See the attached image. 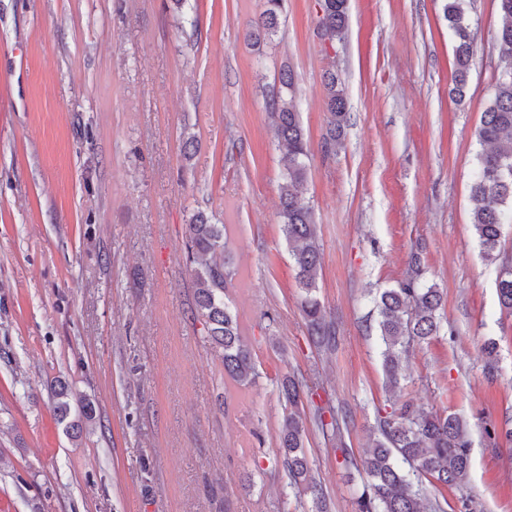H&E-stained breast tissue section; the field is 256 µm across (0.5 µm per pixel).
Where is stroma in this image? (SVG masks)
Returning a JSON list of instances; mask_svg holds the SVG:
<instances>
[{
	"instance_id": "stroma-1",
	"label": "stroma",
	"mask_w": 512,
	"mask_h": 512,
	"mask_svg": "<svg viewBox=\"0 0 512 512\" xmlns=\"http://www.w3.org/2000/svg\"><path fill=\"white\" fill-rule=\"evenodd\" d=\"M318 2L286 0L261 39L262 0H0V512H356L377 421L406 404L468 424L466 486L429 490L445 512H512V448L484 433L512 415V317L469 196L498 2L468 0L460 102L442 0H349L332 41ZM328 69L348 109L333 152ZM287 71L329 347L308 336L281 232L269 103ZM198 211L225 227L224 300L254 356L249 386L225 378L190 311L185 226ZM413 275L443 288L453 333L411 348L392 396L372 299ZM286 375L312 387L301 414L321 505L279 458ZM59 380L98 405L81 438L53 416Z\"/></svg>"
}]
</instances>
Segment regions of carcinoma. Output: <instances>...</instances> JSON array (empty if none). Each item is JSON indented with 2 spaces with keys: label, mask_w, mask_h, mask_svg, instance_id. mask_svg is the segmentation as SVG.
Wrapping results in <instances>:
<instances>
[{
  "label": "carcinoma",
  "mask_w": 512,
  "mask_h": 512,
  "mask_svg": "<svg viewBox=\"0 0 512 512\" xmlns=\"http://www.w3.org/2000/svg\"><path fill=\"white\" fill-rule=\"evenodd\" d=\"M467 0H443V16L455 38V76L452 95L461 101L466 94L474 56ZM504 23L497 33L500 69L493 97L483 112L476 137L486 146L477 156V170L470 186L472 227L482 258L498 265L496 293L500 308L512 316V257L502 251L503 226L512 224V0H498ZM348 0H320L324 36L333 40L348 21ZM283 0H263L259 28L274 33L279 25ZM329 112L325 148L342 144L347 124L344 89L336 72L324 76ZM280 93L270 104L275 133L288 154V168L280 187L281 231L288 245L302 288L301 308L309 336L319 345L329 346L332 326L326 322L316 295L321 270V248L312 209L302 198L307 174L308 144L296 110V83L291 73L282 77ZM185 249L193 264V314L199 320L212 348L224 362V375L239 384L255 377L252 352L240 336L238 317L224 302L229 276V259L224 256V225L211 223L199 211L186 225ZM443 289L423 285L410 277L394 288L383 290L374 299L376 336L380 343L386 387L395 389L406 378V357L410 347L440 335ZM302 383L290 377L281 382V395L288 414L279 436L282 464L291 484H302L314 500L321 501L323 489L310 474L304 451L305 428L299 412ZM53 414L58 423L77 438L83 426L96 417V405L89 398L72 401L69 386L60 381L53 391ZM379 438L362 461L367 481L358 498V512H443L440 502L429 498L424 483L432 486L462 487L471 467V444L463 422L451 415L441 416L409 406L398 415L378 420ZM484 432L492 441L504 438L512 445V417L503 424L489 422Z\"/></svg>",
  "instance_id": "carcinoma-1"
}]
</instances>
